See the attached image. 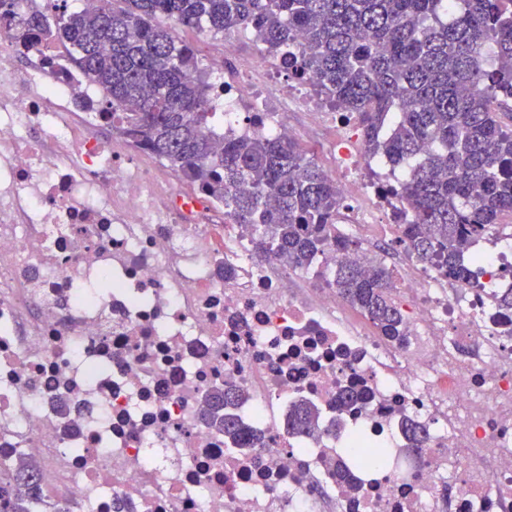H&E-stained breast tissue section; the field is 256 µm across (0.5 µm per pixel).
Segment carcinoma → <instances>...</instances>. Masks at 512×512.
<instances>
[{
    "mask_svg": "<svg viewBox=\"0 0 512 512\" xmlns=\"http://www.w3.org/2000/svg\"><path fill=\"white\" fill-rule=\"evenodd\" d=\"M34 0H0V31L18 44H61L100 92L112 131L164 160L224 205L260 253L308 269L328 247L354 243L336 232L343 197L297 138L238 136L215 149L209 83L193 47L171 24L217 35L251 28L283 54L288 77L310 79L340 112L355 115L366 151L408 178L387 184L404 204L409 254L469 278L468 237L512 214V0H96L90 12L50 16ZM334 284L383 336L400 340L405 320L388 269L371 274L340 262ZM238 394L207 396L208 420L234 444L247 430L231 411ZM296 433L317 430L314 406H293ZM409 454L426 429L408 423ZM36 470L22 461L0 472V512H63L36 495Z\"/></svg>",
    "mask_w": 512,
    "mask_h": 512,
    "instance_id": "1",
    "label": "carcinoma"
}]
</instances>
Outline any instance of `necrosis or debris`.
Wrapping results in <instances>:
<instances>
[{"mask_svg":"<svg viewBox=\"0 0 512 512\" xmlns=\"http://www.w3.org/2000/svg\"><path fill=\"white\" fill-rule=\"evenodd\" d=\"M236 48L225 37L208 59L225 133L338 123L335 224L355 229L361 266L394 245L406 341L345 311L334 249L317 280L255 257L181 176L159 181L129 140L89 137L111 117L90 110L95 92L62 68V50L19 48L1 31L0 463L29 459L44 501L68 512H512V311L499 306L512 225L472 238L465 283L405 256L400 225L376 219L381 164L356 122L285 78L260 41L225 82ZM227 387L254 447L229 448L205 418L207 395ZM343 388L361 399L337 407ZM299 399L319 408L321 434L289 432ZM409 418L426 427L418 455L405 452ZM354 438L393 454L337 476Z\"/></svg>","mask_w":512,"mask_h":512,"instance_id":"obj_1","label":"necrosis or debris"}]
</instances>
